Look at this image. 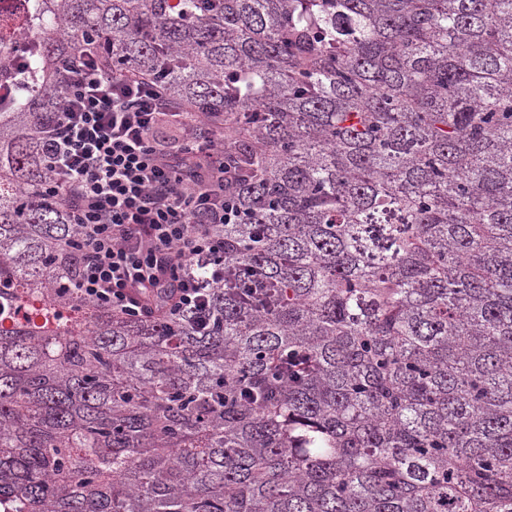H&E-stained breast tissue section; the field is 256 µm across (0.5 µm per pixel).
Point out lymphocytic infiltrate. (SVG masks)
I'll return each instance as SVG.
<instances>
[{
    "mask_svg": "<svg viewBox=\"0 0 512 512\" xmlns=\"http://www.w3.org/2000/svg\"><path fill=\"white\" fill-rule=\"evenodd\" d=\"M101 55L97 43L79 47L38 129L42 190L77 226L75 286L138 316L162 290L170 313H204L202 286L182 269L221 252L209 225L238 218L224 200V130L173 104L158 80L104 69Z\"/></svg>",
    "mask_w": 512,
    "mask_h": 512,
    "instance_id": "obj_1",
    "label": "lymphocytic infiltrate"
}]
</instances>
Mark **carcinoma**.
I'll return each mask as SVG.
<instances>
[{
	"instance_id": "obj_1",
	"label": "carcinoma",
	"mask_w": 512,
	"mask_h": 512,
	"mask_svg": "<svg viewBox=\"0 0 512 512\" xmlns=\"http://www.w3.org/2000/svg\"><path fill=\"white\" fill-rule=\"evenodd\" d=\"M35 2L23 66L0 37V512H512V0ZM85 37L224 117L202 324L60 262L37 121Z\"/></svg>"
}]
</instances>
